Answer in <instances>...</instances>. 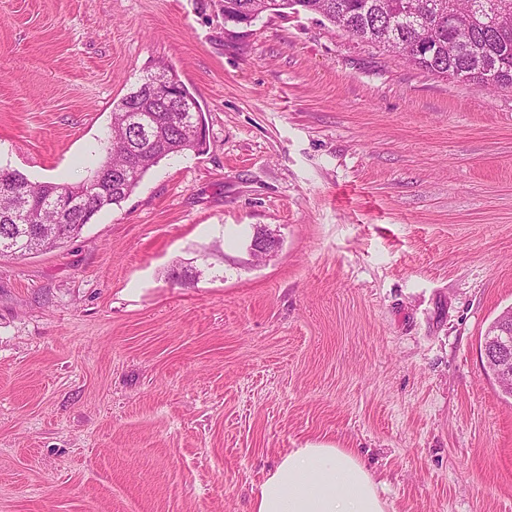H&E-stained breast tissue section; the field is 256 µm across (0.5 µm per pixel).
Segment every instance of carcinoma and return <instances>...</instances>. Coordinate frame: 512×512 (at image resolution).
<instances>
[{"label": "carcinoma", "mask_w": 512, "mask_h": 512, "mask_svg": "<svg viewBox=\"0 0 512 512\" xmlns=\"http://www.w3.org/2000/svg\"><path fill=\"white\" fill-rule=\"evenodd\" d=\"M256 0H224V20L240 23L250 18ZM305 11L318 14L349 34L379 43L420 69L439 77L468 82L479 89L512 88V0H494L499 22L479 15L471 44L456 57L448 56L453 32L446 15L465 10L463 0H433L438 9L410 21L413 0H301ZM265 12L278 16L296 10V0H263ZM433 42L431 54L417 61V42ZM168 85L155 87L148 75L136 89L122 97L112 110L110 137L105 156L95 174L107 179L94 187L88 182L32 183L16 171L0 169V257H23L51 251L79 236L102 210L120 204L142 180L150 166L161 159L188 151L201 152L189 126L171 123V110L196 98L170 69ZM134 117L142 128L129 130Z\"/></svg>", "instance_id": "carcinoma-1"}]
</instances>
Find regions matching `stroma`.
<instances>
[{
    "mask_svg": "<svg viewBox=\"0 0 512 512\" xmlns=\"http://www.w3.org/2000/svg\"><path fill=\"white\" fill-rule=\"evenodd\" d=\"M162 65L203 151L0 258V512H249L307 444L356 449L393 512H512V397L483 353L512 307V89L303 10L0 0V166L88 180ZM260 225L279 247L254 264ZM256 0H224V20L233 23H242L250 18L256 19L264 10L257 9L253 12ZM253 12V13H252ZM251 15V17H250ZM235 23V24H236Z\"/></svg>",
    "mask_w": 512,
    "mask_h": 512,
    "instance_id": "obj_1",
    "label": "stroma"
}]
</instances>
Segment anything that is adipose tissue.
Segmentation results:
<instances>
[{"label":"adipose tissue","instance_id":"obj_1","mask_svg":"<svg viewBox=\"0 0 512 512\" xmlns=\"http://www.w3.org/2000/svg\"><path fill=\"white\" fill-rule=\"evenodd\" d=\"M249 512H389L380 485L351 448L288 449L264 472Z\"/></svg>","mask_w":512,"mask_h":512}]
</instances>
